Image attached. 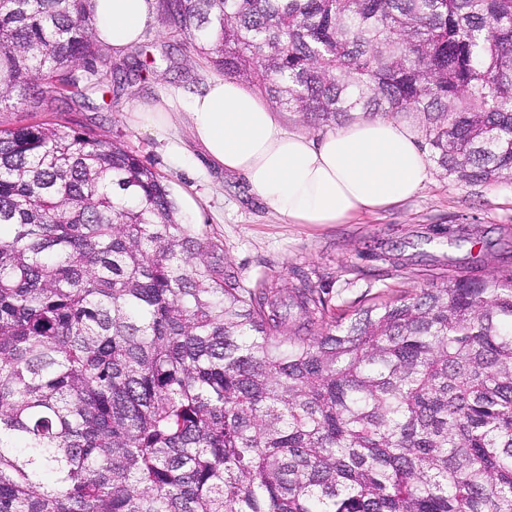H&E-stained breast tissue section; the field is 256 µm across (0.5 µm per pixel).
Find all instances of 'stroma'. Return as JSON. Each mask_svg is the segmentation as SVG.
<instances>
[{"mask_svg":"<svg viewBox=\"0 0 512 512\" xmlns=\"http://www.w3.org/2000/svg\"><path fill=\"white\" fill-rule=\"evenodd\" d=\"M157 68L114 88L104 77L105 95L59 101L56 111L30 112L17 99L0 103V129L65 116L98 136L121 141L168 184L173 197L192 196L197 209L182 212L184 223L219 240L230 270L255 287L275 277L289 293L300 277L327 285L330 303L341 314L378 296L416 291L447 282L465 268L484 278L512 255V184H466L439 167L411 199L365 213L345 224H286L262 205L240 177L207 169L195 175L176 165L155 136L135 130L134 104L171 90L200 91L216 72L193 59L184 34L155 18L141 45ZM469 227L474 239L460 241Z\"/></svg>","mask_w":512,"mask_h":512,"instance_id":"stroma-1","label":"stroma"}]
</instances>
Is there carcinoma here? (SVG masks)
Masks as SVG:
<instances>
[{"label":"carcinoma","mask_w":512,"mask_h":512,"mask_svg":"<svg viewBox=\"0 0 512 512\" xmlns=\"http://www.w3.org/2000/svg\"><path fill=\"white\" fill-rule=\"evenodd\" d=\"M161 8L278 109L418 112L447 172L512 182V0ZM95 30L89 0H0L5 95L85 97ZM0 512H512V271L338 320L306 276L242 285L122 145L0 130Z\"/></svg>","instance_id":"cac0c4a2"}]
</instances>
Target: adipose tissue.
<instances>
[{
    "label": "adipose tissue",
    "mask_w": 512,
    "mask_h": 512,
    "mask_svg": "<svg viewBox=\"0 0 512 512\" xmlns=\"http://www.w3.org/2000/svg\"><path fill=\"white\" fill-rule=\"evenodd\" d=\"M96 37L119 56L153 22L154 0H92ZM173 96L131 110L135 129L181 147L169 135ZM195 141L214 167L245 179L287 224H343L417 194L431 177L415 125L381 116L319 135L285 130L273 109L233 78H214L183 103Z\"/></svg>",
    "instance_id": "adipose-tissue-1"
}]
</instances>
